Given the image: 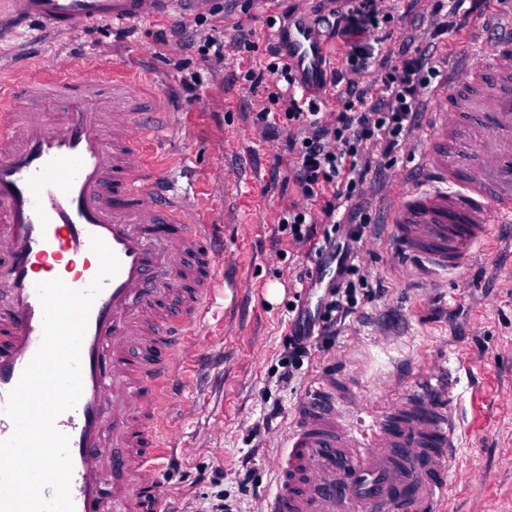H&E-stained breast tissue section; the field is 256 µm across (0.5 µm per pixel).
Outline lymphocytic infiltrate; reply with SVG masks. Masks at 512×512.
<instances>
[{"label":"lymphocytic infiltrate","instance_id":"1","mask_svg":"<svg viewBox=\"0 0 512 512\" xmlns=\"http://www.w3.org/2000/svg\"><path fill=\"white\" fill-rule=\"evenodd\" d=\"M389 18L382 0H320L316 5L311 24L326 38L339 40L346 59L345 70L322 69L316 74L317 92L337 85L344 88L343 109L331 118L322 112L320 101L299 102L297 74L282 44L270 42L265 47L268 104L255 113L253 122L269 128V114L276 106L290 128L286 147L296 157L292 180L303 203L285 209L280 223L293 241L316 237L324 251L335 248L336 232L342 229L351 242H359L368 222L362 205L353 202L352 191L368 176L383 174L381 165L367 156V147H378L381 156H392L421 123L423 97L437 73L428 58H403L400 66L386 73L384 94L374 100L356 79L361 71L384 67L385 57L374 34ZM310 201L320 206V223L312 221L306 207ZM366 281L359 265H340L321 302L324 335H335L338 322L351 312L357 284Z\"/></svg>","mask_w":512,"mask_h":512}]
</instances>
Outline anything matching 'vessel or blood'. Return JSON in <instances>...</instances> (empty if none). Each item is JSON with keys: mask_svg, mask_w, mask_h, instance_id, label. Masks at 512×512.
<instances>
[{"mask_svg": "<svg viewBox=\"0 0 512 512\" xmlns=\"http://www.w3.org/2000/svg\"><path fill=\"white\" fill-rule=\"evenodd\" d=\"M0 1L41 34L128 26L178 2ZM499 28L483 48L489 66L463 60L434 94L420 172L388 209L423 278L462 268L493 225L512 223V7ZM288 51L309 76L326 56L304 19L289 29ZM178 127L164 94L118 68L91 78L61 65L0 84V406L41 341L36 283L88 287L94 235L120 260L89 315L82 396L56 422L70 438L75 512H163L169 396L224 292L219 225L193 184L149 159ZM454 398L453 384L428 372L367 425L352 375L318 378L257 512H443L456 481ZM107 466L118 477L109 489Z\"/></svg>", "mask_w": 512, "mask_h": 512, "instance_id": "1", "label": "vessel or blood"}]
</instances>
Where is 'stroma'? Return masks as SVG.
Masks as SVG:
<instances>
[{
	"label": "stroma",
	"mask_w": 512,
	"mask_h": 512,
	"mask_svg": "<svg viewBox=\"0 0 512 512\" xmlns=\"http://www.w3.org/2000/svg\"><path fill=\"white\" fill-rule=\"evenodd\" d=\"M316 3L288 0L286 6L309 14ZM435 4L388 0L393 36L382 52L390 68L407 52L437 61L440 85L461 56L479 58L478 41L496 34L501 4L488 0L467 30L433 40L428 28ZM283 7L275 0H199L129 29L95 26L74 38L0 43L4 71L64 63L92 75L111 66L113 47H127L129 66L146 86L171 89L170 106L184 115L168 159L196 171L210 219L224 227V276L240 285L241 294L232 305L217 299L208 320L219 343L198 337L195 354L185 361L190 382L174 403L171 423L179 463L165 474V492L184 512H209L217 496L234 501L239 512H255L274 490V441L287 432L316 376L333 369L357 375L368 422L393 401L396 385L434 371L451 373L461 397L460 448L452 463L461 479L445 512H512V224L497 227L463 272L434 284L409 273L389 235L365 236L358 256L369 283L358 286L351 314L330 343L313 346L295 381L278 380L296 311L315 312L326 289L296 283L297 273L310 264L312 246L278 229L281 211L300 200L291 181L296 159L283 147L284 116L276 114L273 137L250 119L266 106L267 93L248 75L264 68L271 20ZM201 16L225 42L223 65L209 66L194 47ZM175 25L182 26V36L160 43V29ZM240 26L252 28L254 51L240 53L231 45ZM188 81L195 84L190 97L183 90ZM425 134L418 127L402 151L386 159L380 184L363 185L361 203L370 223L384 222L389 194L410 187ZM275 282L283 292L271 304L266 291ZM275 404L278 417L267 418ZM244 477L251 487L247 494L238 487Z\"/></svg>",
	"instance_id": "stroma-1"
}]
</instances>
